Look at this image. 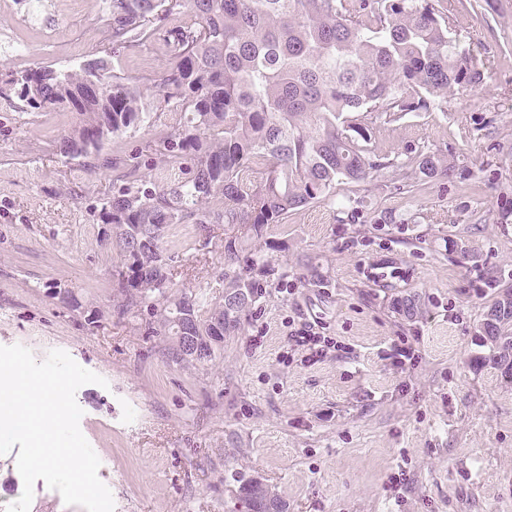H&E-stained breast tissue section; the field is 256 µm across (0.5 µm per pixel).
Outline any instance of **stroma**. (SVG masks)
I'll use <instances>...</instances> for the list:
<instances>
[{"instance_id": "1", "label": "stroma", "mask_w": 512, "mask_h": 512, "mask_svg": "<svg viewBox=\"0 0 512 512\" xmlns=\"http://www.w3.org/2000/svg\"><path fill=\"white\" fill-rule=\"evenodd\" d=\"M432 3L451 11V33L486 63L485 79L445 111L376 129L373 145L382 155L449 146L470 176L404 199L386 191L388 169L337 186V197L398 208L402 224H341L314 203L266 226L258 244L287 278L205 363L168 361L149 315L123 313L113 277L123 258L90 216L113 172L54 153L72 114L31 120L0 98V345L39 361L60 349L104 378L76 400L114 512H247L241 486L255 476L287 512H512V380L474 364L484 313L512 292V223L499 221L512 208V59L502 58L512 0ZM100 5L41 0L26 25L0 0V70L76 64L98 43ZM165 242L174 291L221 300L223 225L207 244L175 224ZM58 287L80 307L54 298ZM300 329L326 338L322 354L296 343ZM401 337L414 357L398 366L389 346Z\"/></svg>"}]
</instances>
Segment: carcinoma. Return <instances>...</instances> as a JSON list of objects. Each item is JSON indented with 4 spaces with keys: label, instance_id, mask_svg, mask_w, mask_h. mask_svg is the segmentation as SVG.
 <instances>
[{
    "label": "carcinoma",
    "instance_id": "1",
    "mask_svg": "<svg viewBox=\"0 0 512 512\" xmlns=\"http://www.w3.org/2000/svg\"><path fill=\"white\" fill-rule=\"evenodd\" d=\"M450 17L430 0H102L95 51L74 67L36 63L0 73V97L28 114L73 115L56 151L93 171L114 166L111 137L135 131L155 112L173 124L128 155L116 191L91 209L124 263L116 270L122 311L156 318L151 332L172 337L175 362L210 361L274 274L267 254L248 248L292 210L326 201L338 221L403 224L363 198H336V186L392 169L390 192H409V171L429 181L471 175L448 148L405 145L393 157L372 145L376 124L409 112L443 111L448 97L479 86L470 48L450 36ZM160 36L167 67L150 78L120 65ZM153 153L182 176L147 178ZM172 224H193L203 239L224 225V298L169 289L164 246ZM489 350L512 351V292L494 302Z\"/></svg>",
    "mask_w": 512,
    "mask_h": 512
}]
</instances>
